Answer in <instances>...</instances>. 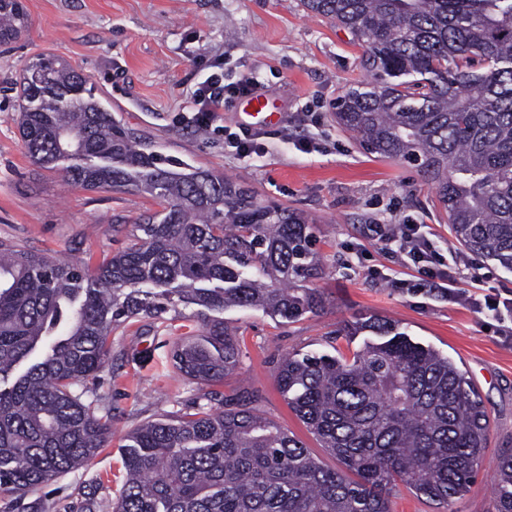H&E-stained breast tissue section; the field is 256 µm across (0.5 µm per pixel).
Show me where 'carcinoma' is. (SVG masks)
<instances>
[{"label": "carcinoma", "mask_w": 512, "mask_h": 512, "mask_svg": "<svg viewBox=\"0 0 512 512\" xmlns=\"http://www.w3.org/2000/svg\"><path fill=\"white\" fill-rule=\"evenodd\" d=\"M362 44L371 80L336 102L337 125L381 158L414 164L456 241L512 270V0H301ZM28 27L0 0V45ZM19 131L42 169L89 190L135 191L161 210L95 271L0 243V502L108 447L101 397L77 387L108 363L112 332L182 306L203 321L180 337L175 368L224 382L241 349L224 311L295 322L323 305L312 223L133 135L94 86L51 53L19 83ZM376 337L347 358L286 356L276 386L342 468L323 466L249 399L135 427L112 512H390L398 483L438 505L467 491L490 417L449 357L379 316L340 336ZM496 512H512V452L501 455Z\"/></svg>", "instance_id": "1"}]
</instances>
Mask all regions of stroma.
<instances>
[{"instance_id": "obj_1", "label": "stroma", "mask_w": 512, "mask_h": 512, "mask_svg": "<svg viewBox=\"0 0 512 512\" xmlns=\"http://www.w3.org/2000/svg\"><path fill=\"white\" fill-rule=\"evenodd\" d=\"M30 25L0 46V241L56 261L96 267L122 250L139 217L156 202L136 192L87 190L32 165L18 128L17 82L26 63L50 52L89 76L126 128L166 154L228 177L265 203L295 209L313 222L321 270L312 288L322 308L287 323L257 310L231 309L239 328L238 368L213 386L212 408L242 392L267 419L300 437L325 467L338 460L310 434L275 385L281 359L361 349L366 334L339 335L345 323L376 315L395 320L417 342L450 357L475 383L491 418L487 448L468 491L448 512H495L500 454L512 449V334L485 298L512 299V271L473 257L449 291L419 287L416 270L373 240L372 224H420L440 257L457 252L435 191L417 168L364 153L341 130L334 104L369 79L364 49L301 0H23ZM223 70L225 82L259 76L279 122L259 127L260 154L224 146L225 129L243 121L240 99L226 101L211 129L191 125L190 97L200 79ZM471 292L473 302L460 300ZM191 310L164 320L132 318L112 334L111 359L85 390L102 398L112 420L108 447L86 465L30 493L45 512H99L122 486L121 448L140 422L195 412L203 392L173 365L178 337L198 331Z\"/></svg>"}]
</instances>
